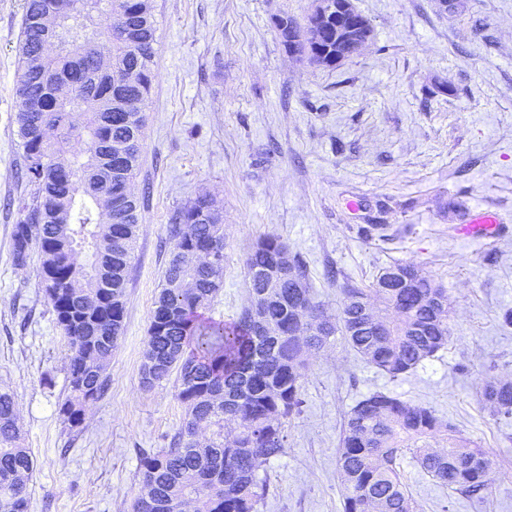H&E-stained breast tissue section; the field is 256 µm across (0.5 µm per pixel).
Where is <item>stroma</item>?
<instances>
[{
  "instance_id": "1",
  "label": "stroma",
  "mask_w": 512,
  "mask_h": 512,
  "mask_svg": "<svg viewBox=\"0 0 512 512\" xmlns=\"http://www.w3.org/2000/svg\"><path fill=\"white\" fill-rule=\"evenodd\" d=\"M373 29L359 55L329 69L291 55L272 19L305 24L312 0H154L156 57L135 190L144 199L124 328L105 394L80 433L58 415L68 341L39 278L14 263L6 209L24 184L17 135V47L25 0H0V386L14 394L35 467L30 512H131L138 454L169 447L185 408L176 380L146 388L141 365L177 207L224 204V287L206 310L248 304L245 254L262 237L307 262L312 294L336 316L328 267L369 286L395 263L448 290L447 346L391 378L343 341L314 354L305 404L282 456L262 466L260 512H341L336 448L346 413L381 390L432 407L494 460L484 499L451 494L411 457L403 481L420 512H512V419L484 405L489 379L512 380V0H351ZM497 211L505 233L472 239L448 202ZM357 208H350V201ZM361 224L388 235L366 239Z\"/></svg>"
}]
</instances>
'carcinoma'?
<instances>
[{"mask_svg": "<svg viewBox=\"0 0 512 512\" xmlns=\"http://www.w3.org/2000/svg\"><path fill=\"white\" fill-rule=\"evenodd\" d=\"M289 54L335 68L348 59L336 44V21L315 39L293 18L275 16ZM157 26L153 0H27L18 45L16 178L30 193L7 202L23 215L12 232V256H40L41 283L68 340L69 392L62 423L80 432L87 407L108 385L106 369L122 333L128 276L141 216L132 183L144 149ZM173 241L155 299L141 377L157 366V385L177 375L185 405L181 428L167 448L140 457L139 477L159 507L149 512H259L268 494L261 467L284 454L288 422L302 412L309 370L306 353L341 339L392 378L406 376L444 348L449 311L435 303L447 289L411 264L395 263L403 279L389 288H362L330 269L343 295L336 317L325 315L304 289V320L288 302L297 289L279 280L282 259L309 281L288 243L264 237L246 255L251 302L237 319L206 321L202 311L224 285V265L198 262L224 252V206L211 195L174 210ZM371 300L380 324L358 303ZM324 334H307L312 324ZM483 401L493 415L512 417V382L488 381ZM411 454L438 485L466 498L488 492L494 462L434 409L374 391L345 417L336 450L342 512H419L400 474ZM31 450L13 393L0 387V512H29Z\"/></svg>", "mask_w": 512, "mask_h": 512, "instance_id": "carcinoma-1", "label": "carcinoma"}]
</instances>
